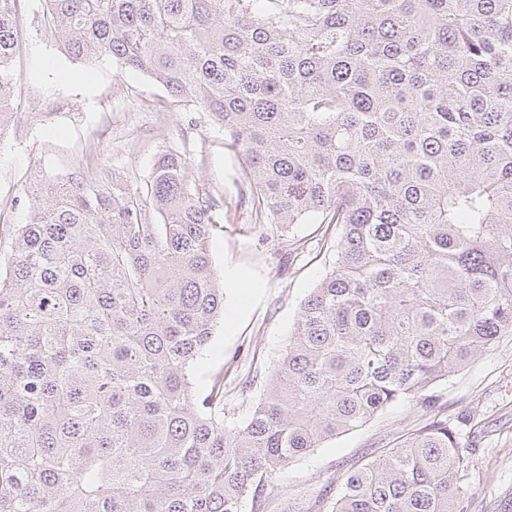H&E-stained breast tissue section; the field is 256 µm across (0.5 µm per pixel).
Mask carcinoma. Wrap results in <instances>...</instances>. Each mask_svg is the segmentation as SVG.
Instances as JSON below:
<instances>
[{
  "mask_svg": "<svg viewBox=\"0 0 512 512\" xmlns=\"http://www.w3.org/2000/svg\"><path fill=\"white\" fill-rule=\"evenodd\" d=\"M20 0H0V130ZM75 59L110 57L209 113L254 223L334 224L263 393L224 425L195 369L224 319L217 221L164 152L131 188L38 189L0 268V512H264L293 461L512 335V0H45ZM433 416L347 471L328 512H469Z\"/></svg>",
  "mask_w": 512,
  "mask_h": 512,
  "instance_id": "1",
  "label": "carcinoma"
}]
</instances>
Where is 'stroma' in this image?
<instances>
[{
    "mask_svg": "<svg viewBox=\"0 0 512 512\" xmlns=\"http://www.w3.org/2000/svg\"><path fill=\"white\" fill-rule=\"evenodd\" d=\"M44 10L43 0L21 7L13 122L0 139V242L9 243L14 225L25 223L42 180L84 166L103 175L123 172L136 185L159 154L185 157L193 187L225 215L212 256L226 305L235 311L232 322L216 328L196 378L204 388L223 374L224 421L240 423L273 371L301 301L334 265L324 230L299 224L287 239L255 223L239 162L208 113L111 59H72L46 29ZM465 409L476 412L471 427L460 430L471 512H503L512 499V336L449 375L441 410L453 418ZM426 421L416 402L404 401L327 442L289 465L268 512H327L347 470L384 454Z\"/></svg>",
    "mask_w": 512,
    "mask_h": 512,
    "instance_id": "stroma-1",
    "label": "stroma"
}]
</instances>
